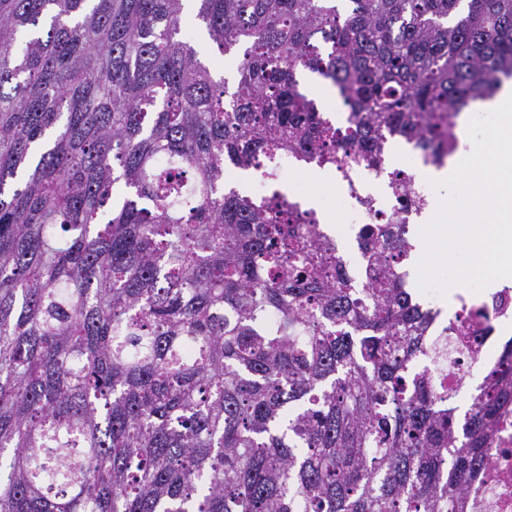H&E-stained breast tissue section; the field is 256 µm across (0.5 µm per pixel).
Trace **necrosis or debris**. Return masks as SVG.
Here are the masks:
<instances>
[{
  "mask_svg": "<svg viewBox=\"0 0 512 512\" xmlns=\"http://www.w3.org/2000/svg\"><path fill=\"white\" fill-rule=\"evenodd\" d=\"M393 136L382 141L381 165L367 161L346 160V171L336 174L326 195L308 198L289 182V173L301 170L314 175L318 165L313 161L280 154L254 162L250 200L262 203L276 198L301 212L321 217L325 196L339 198L344 207L343 228L326 226L325 234L334 243L339 261H347V244L358 243L370 224L402 225L406 237H413L414 227L434 200V188L416 171H405L393 151ZM407 173L420 203L403 207L393 183L394 175ZM422 307L429 313L430 330L444 353L413 365L415 373L430 374L436 381L442 408L455 404L459 393L474 375L482 370L495 352V338L512 330V289L493 293L480 292L462 302L452 313H443L435 299H425ZM472 512H512V415L502 417L495 445L490 448L484 468L474 477L469 494Z\"/></svg>",
  "mask_w": 512,
  "mask_h": 512,
  "instance_id": "necrosis-or-debris-1",
  "label": "necrosis or debris"
}]
</instances>
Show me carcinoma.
I'll return each instance as SVG.
<instances>
[{"label":"carcinoma","instance_id":"1","mask_svg":"<svg viewBox=\"0 0 512 512\" xmlns=\"http://www.w3.org/2000/svg\"><path fill=\"white\" fill-rule=\"evenodd\" d=\"M510 79L512 0H0V512H466L512 338L439 409L398 225L366 228L360 288L224 172L378 165L387 132L435 159ZM183 31L195 44L200 57L210 64L219 75H224L226 78H230L233 75L234 64L232 61L227 58L224 59V57L220 62L213 60L208 35L200 23L192 18H188L184 21ZM302 82L304 84L305 92L321 105L324 115L336 120V102L334 100L336 99V92L332 90L334 94L333 98H328L322 94L314 93L313 89L315 87L321 88L322 86H328L322 79L315 75H304Z\"/></svg>","mask_w":512,"mask_h":512}]
</instances>
